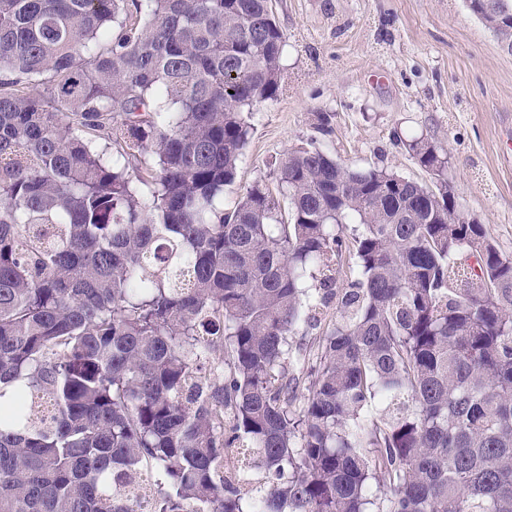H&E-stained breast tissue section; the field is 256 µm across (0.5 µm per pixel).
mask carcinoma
<instances>
[{
    "label": "carcinoma",
    "instance_id": "obj_1",
    "mask_svg": "<svg viewBox=\"0 0 512 512\" xmlns=\"http://www.w3.org/2000/svg\"><path fill=\"white\" fill-rule=\"evenodd\" d=\"M285 45L270 0H0V512H512V257L443 146L224 208Z\"/></svg>",
    "mask_w": 512,
    "mask_h": 512
}]
</instances>
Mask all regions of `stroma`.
<instances>
[{
  "instance_id": "35a3bbf8",
  "label": "stroma",
  "mask_w": 512,
  "mask_h": 512,
  "mask_svg": "<svg viewBox=\"0 0 512 512\" xmlns=\"http://www.w3.org/2000/svg\"><path fill=\"white\" fill-rule=\"evenodd\" d=\"M286 35L282 91L250 117L225 207L276 187L289 151L315 141L354 169L431 177L404 143L424 135L448 155L458 210L512 256V54L466 0H273ZM333 116L329 131L315 115Z\"/></svg>"
}]
</instances>
